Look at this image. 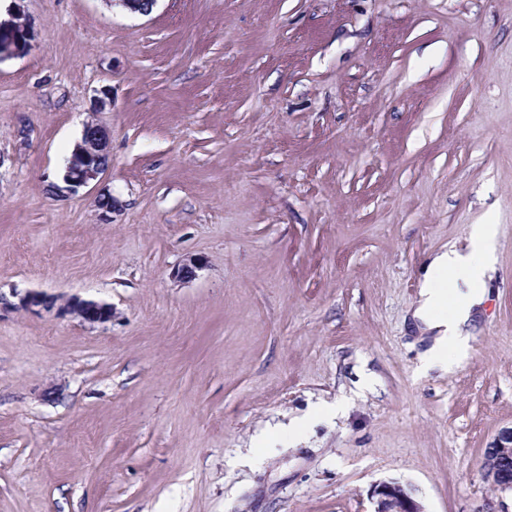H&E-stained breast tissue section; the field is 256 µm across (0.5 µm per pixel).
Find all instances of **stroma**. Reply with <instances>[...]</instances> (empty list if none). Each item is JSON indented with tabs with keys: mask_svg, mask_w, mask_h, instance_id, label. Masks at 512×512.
Returning a JSON list of instances; mask_svg holds the SVG:
<instances>
[{
	"mask_svg": "<svg viewBox=\"0 0 512 512\" xmlns=\"http://www.w3.org/2000/svg\"><path fill=\"white\" fill-rule=\"evenodd\" d=\"M18 19L0 294L114 317L0 313V512H373L390 480L512 512L481 469L512 427V0H0ZM104 88L112 164L52 195ZM477 224L469 353L422 371L423 269ZM58 310L78 318L83 323L105 324L112 321V306L94 300L71 297L60 304Z\"/></svg>",
	"mask_w": 512,
	"mask_h": 512,
	"instance_id": "stroma-1",
	"label": "stroma"
}]
</instances>
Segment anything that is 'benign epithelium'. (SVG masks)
I'll return each mask as SVG.
<instances>
[{
    "mask_svg": "<svg viewBox=\"0 0 512 512\" xmlns=\"http://www.w3.org/2000/svg\"><path fill=\"white\" fill-rule=\"evenodd\" d=\"M113 6L121 5L132 13H149L157 0H103ZM30 40L28 27L18 22L12 30L0 32V54L10 49L24 48ZM110 155V135L107 127L98 119L91 118L84 123L82 135L72 150L62 176L63 185H51L52 194H73L80 188L100 180L108 164L104 158ZM58 307V310L78 318L83 323L105 324L112 321V306L94 300L71 297L58 305L56 300L39 292H28L19 297L18 303H11L0 295V309L11 307L24 311H37ZM482 469L485 477L498 490L512 492V429L502 432L497 443L484 449ZM373 512H423L412 492L397 481H383L371 492Z\"/></svg>",
    "mask_w": 512,
    "mask_h": 512,
    "instance_id": "7a95c632",
    "label": "benign epithelium"
}]
</instances>
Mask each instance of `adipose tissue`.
Segmentation results:
<instances>
[{
    "label": "adipose tissue",
    "mask_w": 512,
    "mask_h": 512,
    "mask_svg": "<svg viewBox=\"0 0 512 512\" xmlns=\"http://www.w3.org/2000/svg\"><path fill=\"white\" fill-rule=\"evenodd\" d=\"M497 227L476 225L466 251H443L425 269L413 317L429 345L421 355L424 368L447 365L468 348L465 329L487 298L486 273L492 263Z\"/></svg>",
    "instance_id": "1"
}]
</instances>
